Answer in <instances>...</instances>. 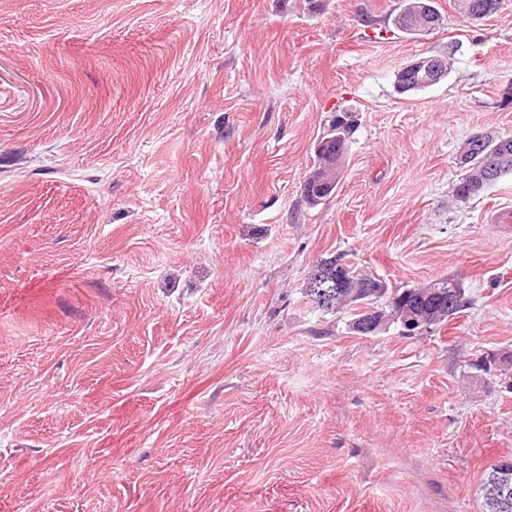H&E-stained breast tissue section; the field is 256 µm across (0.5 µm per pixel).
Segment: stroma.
I'll list each match as a JSON object with an SVG mask.
<instances>
[{
  "label": "stroma",
  "instance_id": "1",
  "mask_svg": "<svg viewBox=\"0 0 512 512\" xmlns=\"http://www.w3.org/2000/svg\"><path fill=\"white\" fill-rule=\"evenodd\" d=\"M0 0V512H480L512 458V0ZM451 52L447 78L397 71ZM333 197L301 185L335 113ZM347 254L466 309L375 336L304 294ZM488 186L490 185L487 183L480 185L479 182L474 181L472 176H467L466 173H463L453 186L452 196L456 202L466 203L471 198L479 195ZM506 489L512 502V459L498 461L486 470L479 486L481 512H504L499 506Z\"/></svg>",
  "mask_w": 512,
  "mask_h": 512
}]
</instances>
